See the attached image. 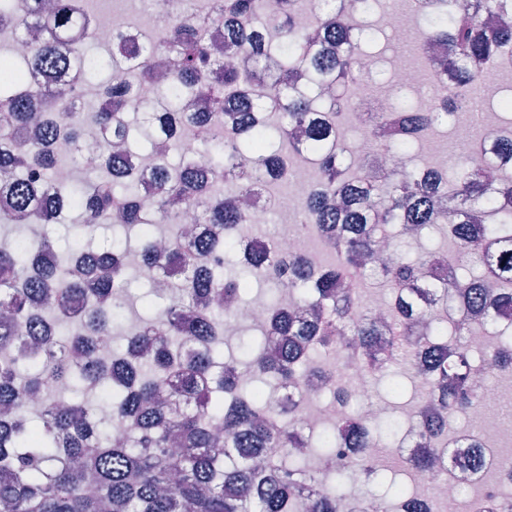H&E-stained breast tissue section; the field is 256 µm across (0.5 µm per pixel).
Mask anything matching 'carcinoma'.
I'll return each mask as SVG.
<instances>
[{
    "instance_id": "carcinoma-1",
    "label": "carcinoma",
    "mask_w": 512,
    "mask_h": 512,
    "mask_svg": "<svg viewBox=\"0 0 512 512\" xmlns=\"http://www.w3.org/2000/svg\"><path fill=\"white\" fill-rule=\"evenodd\" d=\"M90 0H0V34L27 53L0 56V208L21 229L61 223L77 229L63 253L46 233L0 239V512H336L344 495L333 476L375 474L369 449L395 440L393 418L353 417L315 437L328 450L348 439L359 452L321 470L309 465L310 437L293 403L270 399L295 378L324 376L336 355L373 374L388 367L375 344V320L356 319L362 286L386 288L395 356L425 392L414 406L417 436L440 454L402 456L411 475L435 473V461L479 468V453L455 456L449 419L481 402L484 372L512 369V344L473 356V328L494 323L493 309L512 307V179L491 180L469 162L449 174L393 168L382 179L354 166L336 144L360 89L362 60L374 52L348 35L338 0H207L204 11L182 0H151L168 24L156 35L116 33L108 56L82 49L97 38ZM507 0H430L423 40L444 47L429 65L450 74L436 81L432 106L374 114V159H404L431 126L448 117V100L487 79L512 56V23L491 17ZM241 57L227 66L209 44L211 27ZM111 71L85 109L88 76ZM300 72L316 81L295 85ZM80 92L61 96L74 74ZM155 87L159 111L143 112L137 93ZM203 98L206 112L186 102ZM69 109L67 122L55 110ZM235 110L224 136L210 131ZM204 136L200 154L179 151L184 133ZM108 150L94 180L54 179L59 138L87 134ZM299 158L320 173L327 193L303 200L302 223L320 233L336 263L315 274L299 253L284 259L280 242L248 254L247 222L234 203L245 190L289 177ZM155 200L139 203L142 170ZM192 209L207 228L180 237L172 223ZM112 225L124 237L99 241ZM447 225L457 257L409 251L421 233ZM171 279H145L148 314L121 326L132 281L126 258ZM293 291L295 304H266L261 336L245 345L248 361L223 360L224 322L242 306L251 279ZM433 306V315L425 307ZM192 324L186 332L184 323Z\"/></svg>"
}]
</instances>
